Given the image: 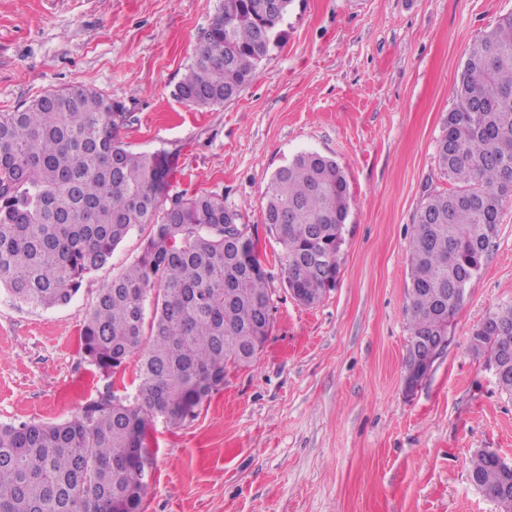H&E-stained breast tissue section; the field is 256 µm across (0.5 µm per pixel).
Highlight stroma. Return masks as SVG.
<instances>
[{
	"mask_svg": "<svg viewBox=\"0 0 512 512\" xmlns=\"http://www.w3.org/2000/svg\"><path fill=\"white\" fill-rule=\"evenodd\" d=\"M219 5L0 0V112L80 84L121 101V141L172 157L169 196H223L269 277L272 329L256 360L228 368L195 417L151 424L144 512H500L469 468L483 448L512 463V395L470 336L512 305V198L410 395L407 247L426 191L450 187L436 146L460 72L512 0H293L248 86L195 109L174 89ZM304 151L334 159L353 196L336 285L311 307L289 294L261 217L273 173ZM146 236L134 229L67 305L0 293V424L64 422L109 388L134 396L136 358L106 374L80 340Z\"/></svg>",
	"mask_w": 512,
	"mask_h": 512,
	"instance_id": "1",
	"label": "stroma"
}]
</instances>
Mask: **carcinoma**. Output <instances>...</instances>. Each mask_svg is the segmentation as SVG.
I'll return each instance as SVG.
<instances>
[{
    "label": "carcinoma",
    "mask_w": 512,
    "mask_h": 512,
    "mask_svg": "<svg viewBox=\"0 0 512 512\" xmlns=\"http://www.w3.org/2000/svg\"><path fill=\"white\" fill-rule=\"evenodd\" d=\"M221 0L174 90L189 107L220 106L252 80L277 45L292 0ZM457 102L437 145L452 189L428 191L409 242L411 337L434 336L463 302L512 196V16L469 54ZM124 105L86 85L46 92L0 112V287L49 309L70 302L87 274L108 265L137 226L140 255L102 288L83 320L85 357L108 372L135 356L133 398L106 390L61 423L0 424V512H141L151 422L194 417L224 387L230 366L251 364L267 340L271 293L252 242L224 197L175 198L158 215L173 171L165 152L119 139ZM351 196L335 160L302 152L273 174L263 223L283 247L285 280L307 306L336 284V241ZM474 327L475 353L493 367L512 351V305ZM471 484L499 501L512 474L474 453Z\"/></svg>",
    "instance_id": "carcinoma-1"
}]
</instances>
